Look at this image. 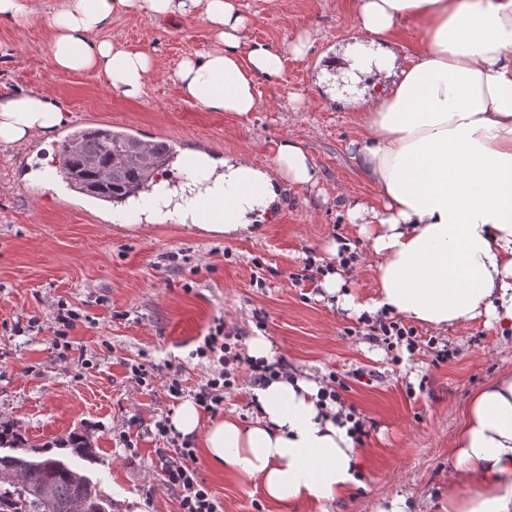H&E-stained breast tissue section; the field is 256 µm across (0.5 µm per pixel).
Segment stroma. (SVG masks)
<instances>
[{
	"instance_id": "stroma-1",
	"label": "stroma",
	"mask_w": 512,
	"mask_h": 512,
	"mask_svg": "<svg viewBox=\"0 0 512 512\" xmlns=\"http://www.w3.org/2000/svg\"><path fill=\"white\" fill-rule=\"evenodd\" d=\"M346 4L255 0L257 16L243 42L277 47L285 60L279 78H258L257 107L244 115L185 100L168 78L212 43L200 13L152 20L125 14L103 31L127 50L154 56L156 68L137 99L114 93L104 72L58 69L46 50L44 13L24 28L0 24V95L40 91L68 112L53 132L0 144V427L21 438L17 455L74 464L100 485L112 512H177L161 481L167 442L155 424L192 399L211 373V360L197 349L215 322L243 346L267 336L291 370L335 377L344 405L364 420L367 485L329 512H378L395 495L416 512H444L469 397L512 372V333L479 321L464 332L419 325L414 354L390 351L348 335L358 318L337 308L321 281L295 280L307 260L325 264L328 246L343 238L358 254L351 293L366 300L375 291L377 258L346 219L347 207L373 196L352 147L364 118L325 94L316 64L322 51L356 36ZM306 38L312 48L296 56L293 46ZM89 127L171 142L185 157L240 154L261 167L292 139L311 157L318 182L286 187L281 207L255 234L224 239L172 221L121 225L111 206L71 190L52 165L57 144ZM60 301L85 316L62 347L53 335ZM443 344L455 355L439 363L434 348ZM134 364L146 366L151 384L132 380ZM171 376L181 379L182 397L166 390ZM197 463L224 512H314L242 488L216 475L205 458Z\"/></svg>"
}]
</instances>
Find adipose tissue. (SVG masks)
Here are the masks:
<instances>
[{
    "label": "adipose tissue",
    "instance_id": "ef3b65f1",
    "mask_svg": "<svg viewBox=\"0 0 512 512\" xmlns=\"http://www.w3.org/2000/svg\"><path fill=\"white\" fill-rule=\"evenodd\" d=\"M202 11L213 43L170 75L187 100L240 115L257 107L256 79L279 77V50L256 43L241 51L251 21L246 0H52L46 43L66 71L99 69L113 92L140 97L152 55L99 34L113 17L149 19ZM354 28L368 33L323 53L330 91L354 94L364 114L356 158L374 186L371 201L346 212L377 255V294L345 291L342 270L323 287L356 314H397L436 331L477 319L512 328V0H350ZM413 30L415 57L397 52L399 27ZM65 119L40 92L0 96V143L45 134ZM315 166L296 141L278 145L271 169L241 155L216 162L196 155L176 186L160 183L134 203L135 222L169 220L235 238L264 223L283 185H315ZM222 201L201 218L199 203ZM321 382L278 376L252 390L255 417L202 422L184 402L171 424L198 439L212 468L242 487L259 483L278 503L325 512L365 486L364 450L352 421L321 398ZM448 512H512V373L475 390L457 431Z\"/></svg>",
    "mask_w": 512,
    "mask_h": 512
}]
</instances>
